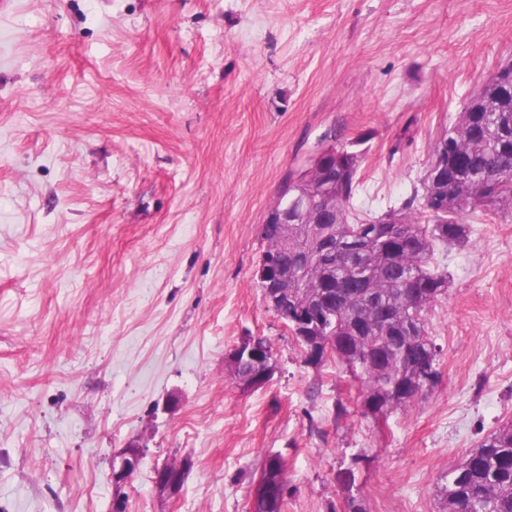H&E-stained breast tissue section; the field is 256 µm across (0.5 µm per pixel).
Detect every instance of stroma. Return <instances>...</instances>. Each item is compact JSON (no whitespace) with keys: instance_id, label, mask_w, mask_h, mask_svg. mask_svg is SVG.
<instances>
[{"instance_id":"35a3bbf8","label":"stroma","mask_w":512,"mask_h":512,"mask_svg":"<svg viewBox=\"0 0 512 512\" xmlns=\"http://www.w3.org/2000/svg\"><path fill=\"white\" fill-rule=\"evenodd\" d=\"M508 59L512 0H0V512H111L139 438L128 512H250L274 454L284 512H337L360 451L369 512H441L439 476L512 421V215L436 249L440 382L380 420L253 273L326 129L359 143L354 217L400 206ZM245 336L276 363L247 391L224 366ZM183 458L163 500L153 471ZM142 448L145 447L139 443H132L112 457L110 471V479L114 490L112 512H126V502L122 489L128 483L127 473L137 468L141 459Z\"/></svg>"}]
</instances>
